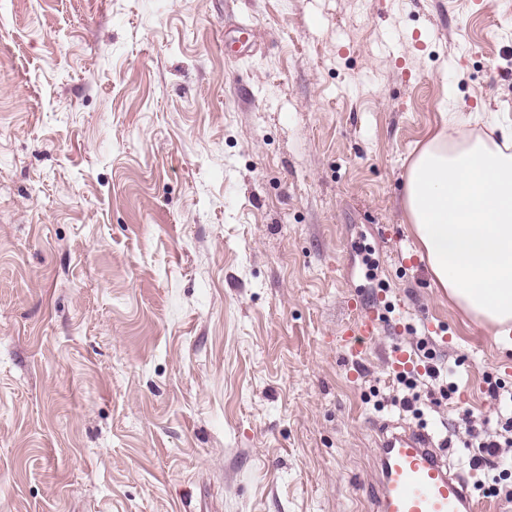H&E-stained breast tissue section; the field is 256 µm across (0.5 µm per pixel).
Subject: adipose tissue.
<instances>
[{
  "label": "adipose tissue",
  "instance_id": "ef3b65f1",
  "mask_svg": "<svg viewBox=\"0 0 512 512\" xmlns=\"http://www.w3.org/2000/svg\"><path fill=\"white\" fill-rule=\"evenodd\" d=\"M404 180L405 222L437 287L462 315L512 352V128L473 135L492 116L448 101Z\"/></svg>",
  "mask_w": 512,
  "mask_h": 512
}]
</instances>
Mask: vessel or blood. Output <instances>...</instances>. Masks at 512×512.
I'll return each instance as SVG.
<instances>
[{
  "mask_svg": "<svg viewBox=\"0 0 512 512\" xmlns=\"http://www.w3.org/2000/svg\"><path fill=\"white\" fill-rule=\"evenodd\" d=\"M377 512H477L468 479L423 429L382 433L377 448Z\"/></svg>",
  "mask_w": 512,
  "mask_h": 512,
  "instance_id": "b4317fda",
  "label": "vessel or blood"
}]
</instances>
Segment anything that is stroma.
<instances>
[{"mask_svg": "<svg viewBox=\"0 0 512 512\" xmlns=\"http://www.w3.org/2000/svg\"><path fill=\"white\" fill-rule=\"evenodd\" d=\"M450 91L512 122V0H0V512H374L385 424L462 451L512 356L404 222ZM424 336L456 393L376 409ZM352 332L361 335V350L357 349L347 340H344L345 347L348 348V351L352 355L357 356L362 352V350L366 351L374 343L372 342L373 335L375 333L374 319L371 316L366 315L364 318L360 320V322L356 323L355 327L352 329Z\"/></svg>", "mask_w": 512, "mask_h": 512, "instance_id": "1", "label": "stroma"}]
</instances>
